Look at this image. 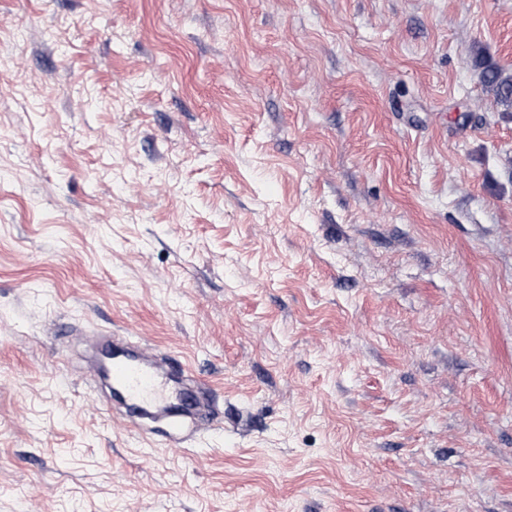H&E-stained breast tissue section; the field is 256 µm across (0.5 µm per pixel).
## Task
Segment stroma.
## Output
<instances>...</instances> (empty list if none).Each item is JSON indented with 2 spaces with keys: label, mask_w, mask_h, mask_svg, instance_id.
<instances>
[{
  "label": "stroma",
  "mask_w": 512,
  "mask_h": 512,
  "mask_svg": "<svg viewBox=\"0 0 512 512\" xmlns=\"http://www.w3.org/2000/svg\"><path fill=\"white\" fill-rule=\"evenodd\" d=\"M512 0H0V512H512ZM69 322L209 384L181 444Z\"/></svg>",
  "instance_id": "1"
}]
</instances>
